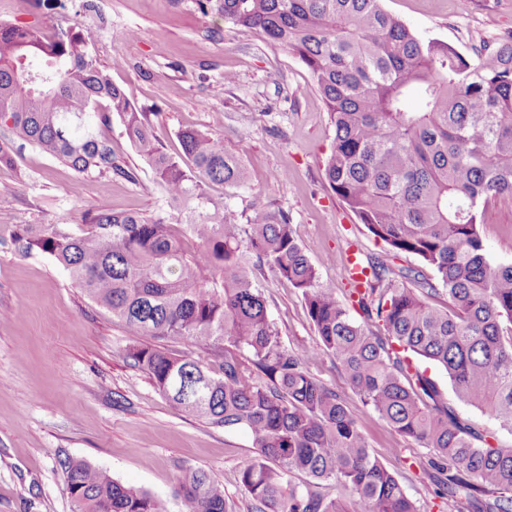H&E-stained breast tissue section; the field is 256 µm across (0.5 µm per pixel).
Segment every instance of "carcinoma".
I'll return each instance as SVG.
<instances>
[{
	"label": "carcinoma",
	"mask_w": 512,
	"mask_h": 512,
	"mask_svg": "<svg viewBox=\"0 0 512 512\" xmlns=\"http://www.w3.org/2000/svg\"><path fill=\"white\" fill-rule=\"evenodd\" d=\"M382 0H196L224 31L254 30L308 68L335 130L329 188L387 246L363 259L370 276L350 318L319 285L318 267L288 213L258 204L233 224L210 184L246 183L240 159L215 133L185 129L171 154L110 71L91 53L97 30L0 22V165L27 144L80 175L136 181L112 151L119 119L185 222L106 209L82 227L25 224L19 247L49 254L87 296L125 326L128 356L178 408L244 429L258 456L241 470L257 512H419L372 453L344 399L306 370L311 349L284 346L253 270L296 288L319 347L343 368L363 404L433 457L448 501L467 512H512V448L438 401L413 358L440 367L461 401L512 430V263L489 260L479 210L512 198V38L471 63L423 41ZM192 241L194 246L185 243ZM416 257L429 269L394 270ZM444 293L448 306L429 298ZM178 336L222 358L215 377L187 355L141 340ZM197 386L201 395L185 394ZM74 512H165L150 493L81 461L64 462ZM301 473L350 488L345 502L291 483ZM182 512H226L224 487L203 469L179 478Z\"/></svg>",
	"instance_id": "carcinoma-1"
}]
</instances>
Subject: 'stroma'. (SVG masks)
<instances>
[{
    "mask_svg": "<svg viewBox=\"0 0 512 512\" xmlns=\"http://www.w3.org/2000/svg\"><path fill=\"white\" fill-rule=\"evenodd\" d=\"M0 0V22H37L46 29L98 28L92 51L112 79L144 112L169 152L177 134L214 131L244 165L239 187L213 184L232 222L245 223L256 202L288 213L296 237L319 268L320 286L351 308L345 265L350 245L381 253L376 241L328 187L323 165L335 130L310 75L293 53L252 31L217 35L216 18L195 0ZM383 8L423 40L447 43L462 56L512 31V0H382ZM233 72L235 83L224 81ZM119 163L137 183L75 173L30 146L16 164L0 167V512H73L65 459L86 462L123 485L152 493L167 512H181L175 495L181 470L203 468L224 486L227 512H255L240 480L256 450L248 432L224 429L182 411L127 358L128 334L92 302L48 255L23 252L22 224L78 229L98 208L162 214L178 220L163 188L112 123ZM487 254L512 263V199L481 213ZM282 344L314 348L308 372L336 390L358 418L371 450L416 502L420 512H448L427 462L430 449L397 434L363 405L334 358L317 351L318 336L305 305L287 281L254 271ZM418 366L437 385L441 403L512 448V431L454 394L446 373L426 360Z\"/></svg>",
    "mask_w": 512,
    "mask_h": 512,
    "instance_id": "1",
    "label": "stroma"
}]
</instances>
